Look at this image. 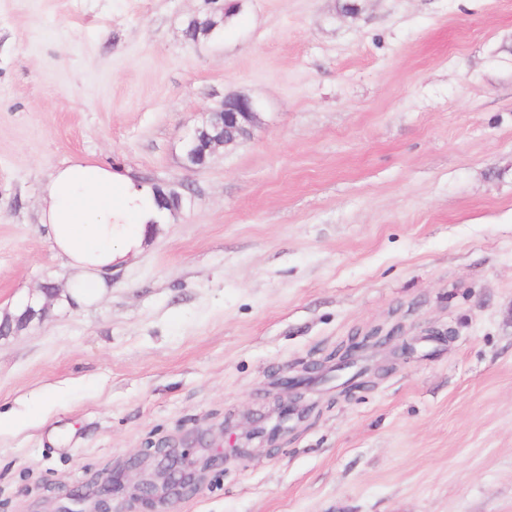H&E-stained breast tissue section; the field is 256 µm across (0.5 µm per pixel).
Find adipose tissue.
Wrapping results in <instances>:
<instances>
[{
  "instance_id": "obj_1",
  "label": "adipose tissue",
  "mask_w": 512,
  "mask_h": 512,
  "mask_svg": "<svg viewBox=\"0 0 512 512\" xmlns=\"http://www.w3.org/2000/svg\"><path fill=\"white\" fill-rule=\"evenodd\" d=\"M160 218L149 184L86 161L55 172L42 207L53 248L77 269L73 283L86 294L100 288L104 269L141 249Z\"/></svg>"
}]
</instances>
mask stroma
<instances>
[{
    "label": "stroma",
    "instance_id": "stroma-1",
    "mask_svg": "<svg viewBox=\"0 0 512 512\" xmlns=\"http://www.w3.org/2000/svg\"><path fill=\"white\" fill-rule=\"evenodd\" d=\"M344 2L0 0V314L61 292L0 338V512L160 443L218 460L171 512H512V0ZM232 94L252 136L187 169ZM73 161L191 190L74 302L40 209ZM396 326L235 455L280 377Z\"/></svg>",
    "mask_w": 512,
    "mask_h": 512
}]
</instances>
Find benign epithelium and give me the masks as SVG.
I'll return each instance as SVG.
<instances>
[{"label":"benign epithelium","mask_w":512,"mask_h":512,"mask_svg":"<svg viewBox=\"0 0 512 512\" xmlns=\"http://www.w3.org/2000/svg\"><path fill=\"white\" fill-rule=\"evenodd\" d=\"M258 122V105L253 99L245 95L224 97L220 104L206 113L201 125L195 127L183 140L185 167L193 169L203 166L217 148H226L237 144L243 138L251 137ZM39 292L45 299L43 304L39 305L30 298L19 306L20 315L7 313L0 318L1 337L11 334L15 325L23 327L36 316L41 319L45 317L50 301L58 295V288H49L43 284ZM368 345V339L355 336L348 346L336 351L332 361L323 365H306L303 367V374L281 381L280 386L288 399L277 401L271 412L257 420L251 432L247 433L246 443L257 439L263 447L275 444L304 416V411L298 406L301 389L311 382L325 379L332 372L339 378L355 368L358 353ZM146 456L157 460V469L134 484L130 496L133 499L157 501L169 507L174 504L172 491L178 487L196 484L202 471L209 466L206 459L192 460L186 453L170 447L158 446L147 452ZM126 489V473L114 471L104 477L92 493L81 490L66 493L68 504L59 512H111L108 509V500L113 494Z\"/></svg>","instance_id":"benign-epithelium-1"}]
</instances>
